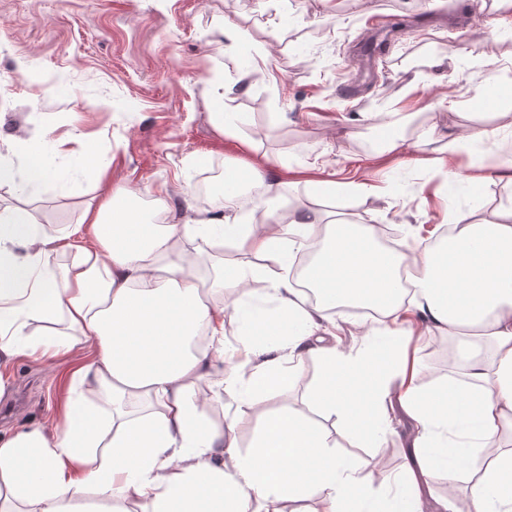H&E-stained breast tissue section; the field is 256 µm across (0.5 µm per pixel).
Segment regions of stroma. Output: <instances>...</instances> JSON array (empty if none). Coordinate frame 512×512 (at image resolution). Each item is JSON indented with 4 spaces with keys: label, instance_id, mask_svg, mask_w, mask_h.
Here are the masks:
<instances>
[{
    "label": "stroma",
    "instance_id": "obj_1",
    "mask_svg": "<svg viewBox=\"0 0 512 512\" xmlns=\"http://www.w3.org/2000/svg\"><path fill=\"white\" fill-rule=\"evenodd\" d=\"M227 18L239 30L232 45L216 34ZM263 56L268 70L247 74L242 60ZM351 83L356 94L343 95ZM486 87L494 101H481ZM219 106L243 125L225 132L212 119ZM388 123L400 146L381 135ZM472 127L486 130L483 142L467 139ZM18 139L50 149L52 173L0 186V209L25 207L50 237L111 199L149 224L158 208L211 215L222 200L199 197V175L257 167L281 184L275 212H350L394 228L409 253L449 212L482 222L512 200V169L500 157L512 145V16L496 0H0V163L22 173ZM87 150L96 166L85 164ZM324 178L335 191L316 190ZM186 249L209 275L256 264L229 245L211 253L199 238ZM453 345L435 331L417 343L421 389L447 379ZM78 365L62 355L0 367L11 381L0 429L53 428ZM318 374L308 360L266 406L318 420L336 453L355 459L371 498L388 496L379 472L406 467L412 423L394 422L382 451L365 446L340 418L309 406ZM228 415L248 450L258 415L231 388L208 418Z\"/></svg>",
    "mask_w": 512,
    "mask_h": 512
}]
</instances>
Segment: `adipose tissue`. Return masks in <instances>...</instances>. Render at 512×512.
Segmentation results:
<instances>
[{
  "label": "adipose tissue",
  "instance_id": "ef3b65f1",
  "mask_svg": "<svg viewBox=\"0 0 512 512\" xmlns=\"http://www.w3.org/2000/svg\"><path fill=\"white\" fill-rule=\"evenodd\" d=\"M224 213L142 224L130 208L110 204L89 225L68 227L95 242L60 276L44 273L52 238L28 212L0 211V363L28 356L44 362L94 355L73 378L77 396L53 431L27 427L0 434V512H78L88 494L111 512H422L419 480L476 467L468 498L448 495L436 512H512V202L485 222L465 213L440 248L405 255L378 245V227L328 219L313 210L260 230L236 212L241 171H227ZM233 245L274 262V269L225 266L204 282L185 248L190 235ZM319 249H312V242ZM312 250L304 278L308 301L289 269ZM410 274H402V267ZM266 281L273 319L259 318L241 355L252 372L240 379L224 356V318ZM230 292L234 303H212ZM376 303L380 316L363 336L387 338L395 370L375 371L368 349L328 343L331 310ZM205 348L190 351L198 330ZM439 330L457 337L468 384L456 377L423 392L420 369L403 340ZM320 374L312 405L340 416L373 447H383L398 403L416 431L406 474L395 495L370 501L351 458L314 421L264 411V395L291 387L307 359ZM220 376L241 388L263 415L248 451L238 449L234 419L206 422L216 391L201 380ZM490 454L476 461L474 449Z\"/></svg>",
  "mask_w": 512,
  "mask_h": 512
}]
</instances>
